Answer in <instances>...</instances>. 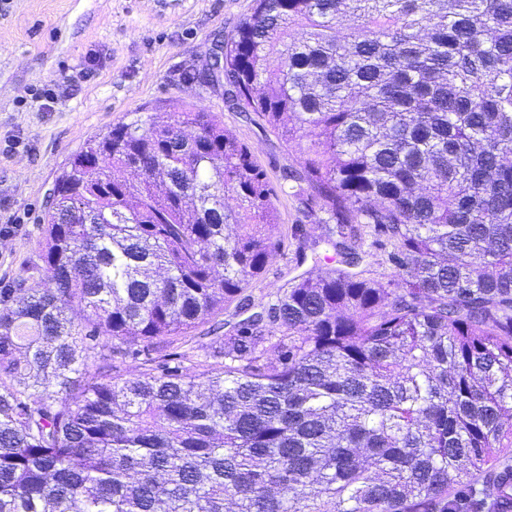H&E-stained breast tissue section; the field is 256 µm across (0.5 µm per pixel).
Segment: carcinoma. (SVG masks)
I'll list each match as a JSON object with an SVG mask.
<instances>
[{"mask_svg":"<svg viewBox=\"0 0 512 512\" xmlns=\"http://www.w3.org/2000/svg\"><path fill=\"white\" fill-rule=\"evenodd\" d=\"M253 2L224 41L225 102L304 142L301 170L275 189L183 103L69 159L29 284L0 288V512L512 496V0ZM279 192L318 205L337 265L295 224L313 267L254 305ZM114 354L143 371L91 369Z\"/></svg>","mask_w":512,"mask_h":512,"instance_id":"cac0c4a2","label":"carcinoma"}]
</instances>
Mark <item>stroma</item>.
Here are the masks:
<instances>
[{
	"label": "stroma",
	"mask_w": 512,
	"mask_h": 512,
	"mask_svg": "<svg viewBox=\"0 0 512 512\" xmlns=\"http://www.w3.org/2000/svg\"><path fill=\"white\" fill-rule=\"evenodd\" d=\"M251 8L252 0H0V287L38 263L40 221L69 158L129 113L191 102L249 147L272 186L299 168L298 144L225 105L222 83L198 79ZM43 89L55 94L48 110L32 99ZM288 252L250 288L254 302L294 277Z\"/></svg>",
	"instance_id": "obj_1"
}]
</instances>
